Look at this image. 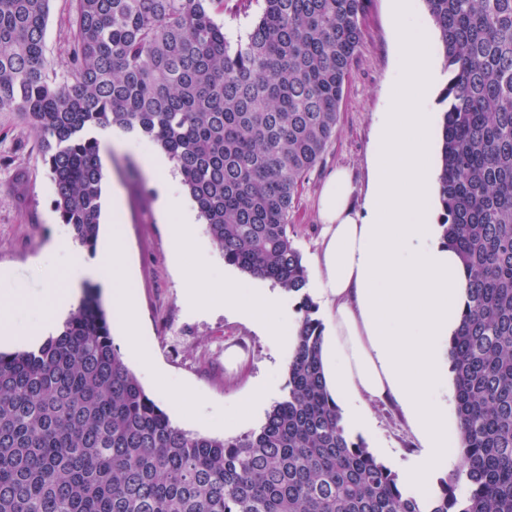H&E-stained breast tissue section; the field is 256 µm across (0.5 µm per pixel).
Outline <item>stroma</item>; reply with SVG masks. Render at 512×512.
I'll return each instance as SVG.
<instances>
[{
    "label": "stroma",
    "instance_id": "stroma-1",
    "mask_svg": "<svg viewBox=\"0 0 512 512\" xmlns=\"http://www.w3.org/2000/svg\"><path fill=\"white\" fill-rule=\"evenodd\" d=\"M70 14V0H50L45 54L61 81L68 76V49L74 38ZM397 67L392 0H368L362 40L338 108L336 136L293 208L291 235L305 265H312L319 248L315 201L328 175L336 168L346 169L356 201L364 199L374 123L377 113L386 109V89ZM140 156L112 149L103 154L106 179L100 235L105 238L111 233L112 197L120 195L124 207L120 227L132 270L126 288L137 305L142 342L166 376V394H158L152 377L128 353L115 318L110 321L113 344L175 425L225 439L255 431L252 423L224 429L219 422L255 379L274 372L286 375L290 350L273 344L232 313L199 314L186 306L183 281L171 254L170 225L158 208L157 178L143 169ZM195 229L198 247L209 261L212 287H222L228 274L267 287V280L225 265L205 224H196ZM67 234L29 127L17 113L0 112V269L7 271L14 290L10 312L16 323L14 336L0 343L1 352L29 348L31 331L46 316L53 289L68 284L69 265L50 251ZM233 346L242 350L244 358L231 369L224 363V354ZM186 391L192 393V401L183 400ZM373 413L375 428L364 441L369 449H382V462L402 473L412 461L416 442L395 408L377 405Z\"/></svg>",
    "mask_w": 512,
    "mask_h": 512
}]
</instances>
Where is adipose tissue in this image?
Here are the masks:
<instances>
[{
    "label": "adipose tissue",
    "instance_id": "ef3b65f1",
    "mask_svg": "<svg viewBox=\"0 0 512 512\" xmlns=\"http://www.w3.org/2000/svg\"><path fill=\"white\" fill-rule=\"evenodd\" d=\"M393 31L399 69L388 107L377 115L363 204L354 205L345 170L327 177L317 199L321 247L314 265L328 308L323 371L342 422L367 430L373 422L370 405H395L418 445L405 481L428 499L436 471L462 466L448 422L447 375L449 341L466 310V281L456 252L443 243L434 221L439 127L427 98L437 74L426 28L409 0H394ZM143 162L161 177L159 207L175 226L171 252L186 302L201 311L233 312L274 341L292 339L295 325L280 291H249L230 277L222 291L211 290L204 262L192 257L195 203L184 199L181 177L166 155L151 153ZM55 249L69 260L72 278L55 293L52 317L33 330L32 341L51 335L57 319L76 302L80 284L95 280L121 318L127 346L146 372L155 373L141 345L134 301L116 285L121 231L113 230L92 259L68 239ZM277 388L269 378L255 381L225 415V427L254 420Z\"/></svg>",
    "mask_w": 512,
    "mask_h": 512
}]
</instances>
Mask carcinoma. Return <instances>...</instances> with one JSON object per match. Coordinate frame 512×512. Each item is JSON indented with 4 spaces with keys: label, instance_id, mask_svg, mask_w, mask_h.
<instances>
[{
    "label": "carcinoma",
    "instance_id": "carcinoma-1",
    "mask_svg": "<svg viewBox=\"0 0 512 512\" xmlns=\"http://www.w3.org/2000/svg\"><path fill=\"white\" fill-rule=\"evenodd\" d=\"M50 0H0V112L32 131L71 238L98 245L97 134L161 147L224 262L300 298L288 393L233 439L175 426L112 343L96 287L60 332L0 351V512H512V0H424L443 47L437 196L466 272L449 352L466 471L428 507L342 416L290 236L336 135L367 0H72L68 79ZM260 15L231 43L215 16ZM70 14V0H50L45 31V54L53 65L58 81H63L68 76V49L74 38Z\"/></svg>",
    "mask_w": 512,
    "mask_h": 512
}]
</instances>
